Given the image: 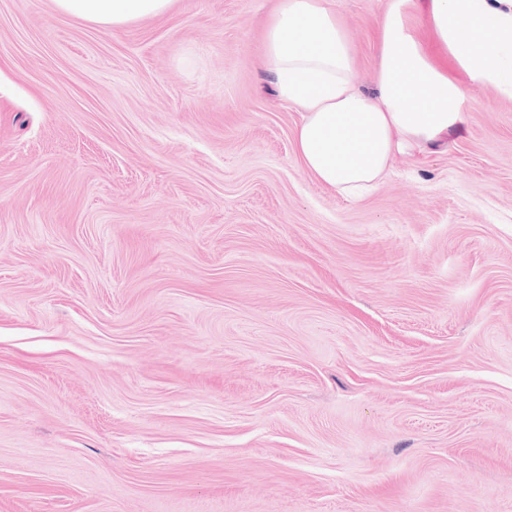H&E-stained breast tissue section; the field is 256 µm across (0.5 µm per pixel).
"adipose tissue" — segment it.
Here are the masks:
<instances>
[{"label": "adipose tissue", "mask_w": 512, "mask_h": 512, "mask_svg": "<svg viewBox=\"0 0 512 512\" xmlns=\"http://www.w3.org/2000/svg\"><path fill=\"white\" fill-rule=\"evenodd\" d=\"M57 13L119 29L173 0H52ZM266 69L301 120L295 154L312 180L351 201L396 161L424 165L457 134L473 87L512 102V0H383L371 87L336 0H278L263 28Z\"/></svg>", "instance_id": "adipose-tissue-1"}]
</instances>
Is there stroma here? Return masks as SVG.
I'll return each instance as SVG.
<instances>
[{
	"label": "stroma",
	"mask_w": 512,
	"mask_h": 512,
	"mask_svg": "<svg viewBox=\"0 0 512 512\" xmlns=\"http://www.w3.org/2000/svg\"><path fill=\"white\" fill-rule=\"evenodd\" d=\"M275 2L0 0V512H512V103L349 202ZM57 13L119 29L166 14L173 0H52Z\"/></svg>",
	"instance_id": "1"
}]
</instances>
